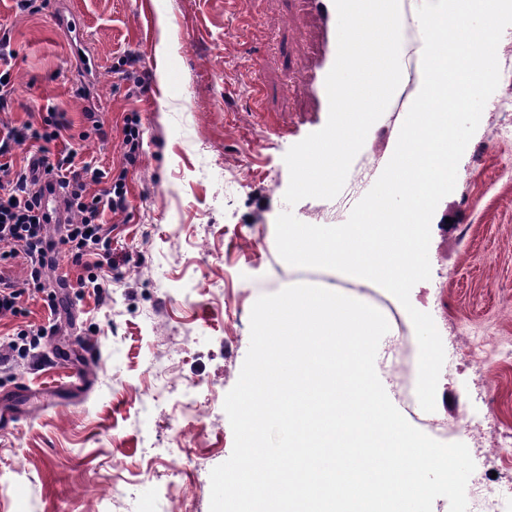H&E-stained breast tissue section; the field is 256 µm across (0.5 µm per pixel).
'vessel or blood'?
Segmentation results:
<instances>
[{
  "label": "vessel or blood",
  "mask_w": 512,
  "mask_h": 512,
  "mask_svg": "<svg viewBox=\"0 0 512 512\" xmlns=\"http://www.w3.org/2000/svg\"><path fill=\"white\" fill-rule=\"evenodd\" d=\"M420 3L421 0H400L402 81L388 105L392 112H408L422 86L423 38L417 18ZM299 4L300 13L314 18L322 30V38L313 48L315 65L307 75L306 85L314 111L324 113L328 110L325 78L337 53V13L334 0H299ZM33 192L42 203L47 204L50 223L66 221L68 209L65 192L54 174H42Z\"/></svg>",
  "instance_id": "b4317fda"
}]
</instances>
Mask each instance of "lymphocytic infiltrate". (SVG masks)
Segmentation results:
<instances>
[{"label": "lymphocytic infiltrate", "instance_id": "lymphocytic-infiltrate-1", "mask_svg": "<svg viewBox=\"0 0 512 512\" xmlns=\"http://www.w3.org/2000/svg\"><path fill=\"white\" fill-rule=\"evenodd\" d=\"M65 128L54 115H47L42 125L26 122L19 126H0V242L9 244L8 252L0 254L1 262L23 259L27 277L14 282L0 277V315H14L20 310L23 295H35L44 288L47 269L54 262L56 245L66 246L73 261L86 256H106L108 232L101 222L103 209L122 211L126 208L124 174L108 177L101 169L86 165L73 169L70 157L50 161L41 156L39 163L55 172L67 189V206L78 213L76 222L66 224L59 240L48 235V222L41 216L32 192L35 178L27 168L15 166L10 154L14 146L28 141L52 142L59 139ZM109 180L104 194L86 199L89 186Z\"/></svg>", "mask_w": 512, "mask_h": 512}]
</instances>
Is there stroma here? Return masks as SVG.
<instances>
[{
	"mask_svg": "<svg viewBox=\"0 0 512 512\" xmlns=\"http://www.w3.org/2000/svg\"><path fill=\"white\" fill-rule=\"evenodd\" d=\"M296 9V0H33L23 10L0 0V37L16 55L0 123L56 112L66 128L49 143L51 156L127 171L126 209L102 216L112 257L97 271L102 291L78 287L82 264L62 256L48 282L53 307L26 297L20 314L0 315V336L54 327L0 370V390L56 385L62 355L86 378L65 402L31 408L0 432V512H159L170 483L187 490L178 512H210V473L233 450L223 404L249 348L252 306L307 278L275 243L287 208L284 155L323 120L303 89L314 32ZM259 55L267 60L260 77L250 68ZM132 69L146 80L137 97L127 94ZM494 97L502 109L483 111L455 189L433 216L431 277L410 293L445 349L431 414L443 443L472 444L454 422L465 406L512 428V362H494L485 400L454 370L472 338L512 337V177L502 172L512 141L487 147L512 121V65L501 66ZM88 109L109 144L89 136ZM132 111L143 145L127 168L121 129ZM79 334L94 340L95 358L77 354ZM391 348L381 339L376 371L413 424ZM174 351L180 392L201 407L200 419L182 418L176 396L156 392L155 373ZM148 447L161 456L145 455ZM111 483L115 498L102 501L99 489Z\"/></svg>",
	"mask_w": 512,
	"mask_h": 512,
	"instance_id": "stroma-1",
	"label": "stroma"
}]
</instances>
